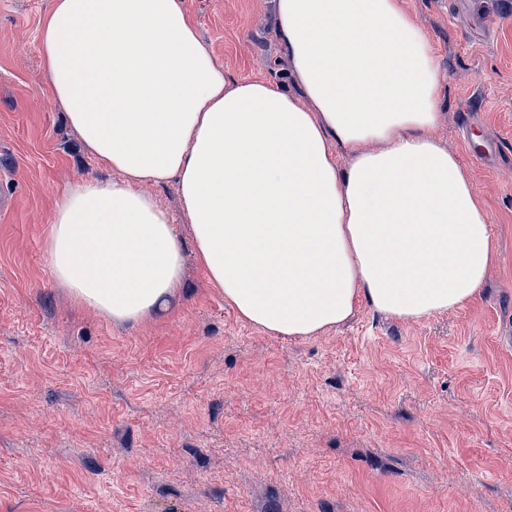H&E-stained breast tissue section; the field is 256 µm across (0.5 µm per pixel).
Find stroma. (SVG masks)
<instances>
[{"label": "stroma", "instance_id": "obj_1", "mask_svg": "<svg viewBox=\"0 0 512 512\" xmlns=\"http://www.w3.org/2000/svg\"><path fill=\"white\" fill-rule=\"evenodd\" d=\"M54 2L0 0V512H512V0H402L445 76L431 136L489 213L479 294L305 337L225 301L173 180L140 187L185 247L167 312L115 322L52 274L58 194L116 177L48 90ZM182 4L229 82L311 108L277 0Z\"/></svg>", "mask_w": 512, "mask_h": 512}]
</instances>
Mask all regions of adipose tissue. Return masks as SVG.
I'll use <instances>...</instances> for the list:
<instances>
[{
    "label": "adipose tissue",
    "mask_w": 512,
    "mask_h": 512,
    "mask_svg": "<svg viewBox=\"0 0 512 512\" xmlns=\"http://www.w3.org/2000/svg\"><path fill=\"white\" fill-rule=\"evenodd\" d=\"M277 8L313 109L268 81L229 85L181 0H56L45 17L49 89L119 174L59 197L47 253L55 277L112 319L168 306L183 249L138 186L173 178L199 262L270 333L313 335L361 300L420 319L478 294L490 218L428 135L444 76L427 35L400 0ZM336 144L353 156L343 171Z\"/></svg>",
    "instance_id": "ef3b65f1"
}]
</instances>
